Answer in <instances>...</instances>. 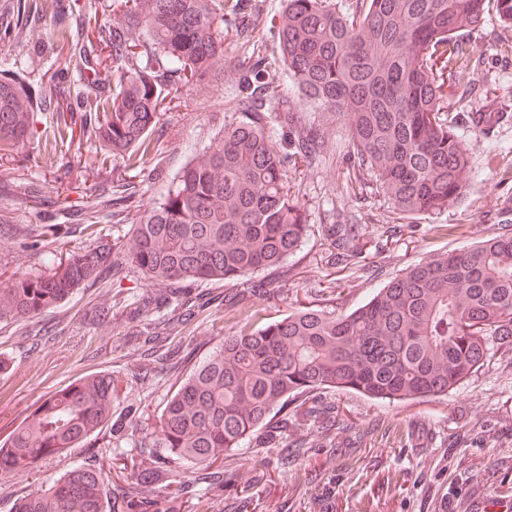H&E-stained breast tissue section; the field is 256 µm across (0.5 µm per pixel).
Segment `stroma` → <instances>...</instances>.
<instances>
[{
    "mask_svg": "<svg viewBox=\"0 0 512 512\" xmlns=\"http://www.w3.org/2000/svg\"><path fill=\"white\" fill-rule=\"evenodd\" d=\"M253 42L228 36L224 57L229 62L250 55L261 44L273 68H280L278 43L270 20L282 0H252ZM477 46L493 47L485 64L460 68L462 94L450 110L459 137L472 147L471 182L464 196L448 209L403 218L388 200L364 197L346 189L348 132L337 122L325 131L328 152L318 165L295 182L308 212L309 230L302 246L278 267L255 278L263 288L231 309L213 305L193 321L177 326L174 342L180 352L170 361L154 362L134 349V325L125 309L112 322L97 323L93 309L111 299L123 301L150 293L151 285L131 266L92 288L76 291L66 305L21 324H0V440L49 393L74 378L93 372L117 376L122 391L112 404L113 415L127 406L141 420L133 433L113 443L101 431L85 445L38 463L33 469L0 472V512H12L16 497L38 489L82 465L109 477L112 457L140 455L148 423L180 380L212 351L225 334L257 323L281 319L309 303L327 309H351L366 303L407 266L438 252L463 249L499 232V211L512 190V117L485 128L465 117L471 109L494 111L495 96L512 90V29L487 15L472 35ZM9 62L27 68L39 61V74H52L63 62L55 50L53 31L41 27L18 42L0 48ZM204 99L161 113L156 126L164 146L155 159L157 177L143 187L141 208L152 206L185 164L189 154L211 146L225 122L244 117L237 109V88L223 77ZM71 187L93 183L100 166L95 145L73 142L64 159ZM60 187L54 174L32 167L18 171L0 161V209L12 224L0 226V267H40L42 254L19 247L20 224H63L57 204ZM360 227L364 248L353 269L328 265L325 227L336 223ZM396 235H387L390 226ZM324 401L336 404L349 421L337 430L335 443L316 429L301 428L308 446L300 460L286 465L277 448L259 447L248 439L224 453V490L213 495L194 491L180 512H239L241 490L255 496L248 512H433L442 493L452 495L453 512H476L478 503L495 496L512 497V354L491 351L483 367L448 395L389 402L356 392L330 391Z\"/></svg>",
    "mask_w": 512,
    "mask_h": 512,
    "instance_id": "35a3bbf8",
    "label": "stroma"
}]
</instances>
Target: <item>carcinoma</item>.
<instances>
[{
  "label": "carcinoma",
  "mask_w": 512,
  "mask_h": 512,
  "mask_svg": "<svg viewBox=\"0 0 512 512\" xmlns=\"http://www.w3.org/2000/svg\"><path fill=\"white\" fill-rule=\"evenodd\" d=\"M248 0H111L96 41H70L65 9L79 0H16L0 12V41L50 21L64 69L78 76L76 107L38 113L67 96L55 77L31 79L0 69V160L37 144L36 166L53 167L75 138L98 144L111 191L87 194L73 209L85 247L56 249L34 270H0V323L39 318L106 271L128 263L157 287L137 303L134 333L152 353L168 345L176 324L199 307L184 283L232 284L234 307L259 289L254 274L296 252L308 215L292 182L326 150L323 127L344 121L351 165L347 186L375 185L405 217L441 211L465 192L471 147L448 123L457 97L456 67L471 53L461 35L480 25L484 0H283L277 24L282 73L261 48L226 66L229 30L251 35ZM512 27V0H493ZM112 60V88L100 68ZM227 71L247 121L224 125L216 145L191 155L154 206L129 219L147 163L161 155L152 137L159 115L183 89L202 97ZM285 130L273 140L269 125ZM131 224L127 236L101 235L100 217ZM66 224H26L32 251L65 244ZM330 264L346 268L363 246L351 224L326 228ZM170 307L163 320L153 307ZM512 350V232L462 250L433 254L407 267L369 302L350 311L300 308L255 329L224 337L184 378L152 424L147 459L112 457L116 477L132 482L112 512H177L193 485L224 489V451L254 436L266 448L288 443L297 421L324 433L342 425L339 409L320 406L327 389L389 401L437 397L476 373L491 344ZM120 395L109 374L82 376L49 394L0 441V470L25 471L83 445L107 424L120 442L137 411L112 418ZM195 471L181 475L172 464ZM108 486L75 466L46 488L19 498L14 512H106Z\"/></svg>",
  "instance_id": "1"
}]
</instances>
